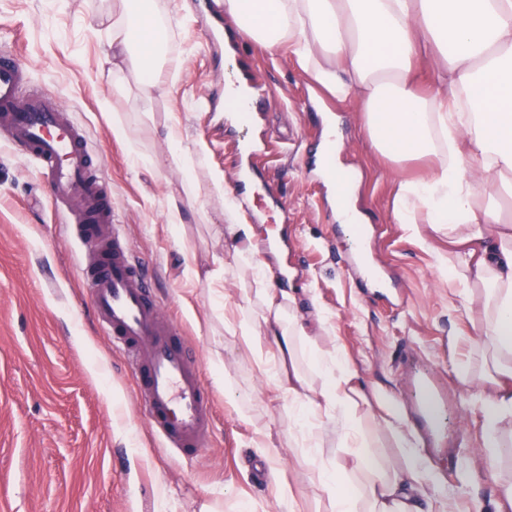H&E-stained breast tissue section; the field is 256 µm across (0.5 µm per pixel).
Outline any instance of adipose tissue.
<instances>
[{
	"label": "adipose tissue",
	"mask_w": 512,
	"mask_h": 512,
	"mask_svg": "<svg viewBox=\"0 0 512 512\" xmlns=\"http://www.w3.org/2000/svg\"><path fill=\"white\" fill-rule=\"evenodd\" d=\"M223 7L245 41L271 54L287 49L322 94L355 102L363 137L395 175L393 220L432 251L443 280L477 313L483 365L458 364L456 376L482 412L481 446L497 461L512 438L504 426L512 418V0H224ZM170 20L159 0L112 2V86L136 85L147 114L180 65L170 54ZM164 135L167 164L182 176L166 219L180 224L198 197L205 147L187 144L173 115ZM238 211L235 196L225 195L224 239L245 305L224 331L296 413L284 437L264 427L252 437L272 465L281 512L296 505L293 483L275 466L284 442L316 476L325 512H422L435 474L402 403L327 346L322 314L306 318L295 293L274 286ZM443 236L444 251L435 245ZM225 259L215 258L210 283L223 280ZM385 442L400 449L401 462L380 455ZM329 443L339 456L325 457Z\"/></svg>",
	"instance_id": "adipose-tissue-1"
}]
</instances>
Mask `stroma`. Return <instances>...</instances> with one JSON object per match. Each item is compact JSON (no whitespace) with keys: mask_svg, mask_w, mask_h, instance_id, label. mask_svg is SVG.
Wrapping results in <instances>:
<instances>
[{"mask_svg":"<svg viewBox=\"0 0 512 512\" xmlns=\"http://www.w3.org/2000/svg\"><path fill=\"white\" fill-rule=\"evenodd\" d=\"M112 0H0V48L14 52L34 82L61 92L71 117L100 148L112 206L136 257L145 264L165 313L181 327L215 399L213 428L194 462L164 448L150 429L131 372L90 318L77 264L80 229L58 221L36 165L0 143V512H278L271 476L252 469L260 449L255 427L287 432V398H275L265 378L240 359L224 334L225 303H241L240 280L222 287L206 280L223 255V193L211 171L235 181V141L262 136L274 146L265 160L266 185L244 202L259 256L292 273L299 308L330 315L336 337L360 374L393 391L405 406L416 375L438 373L447 392L444 443L424 446L441 488V502L459 508L490 502L494 478L475 433L479 410L455 366L477 340L471 314L443 282L431 253L394 223L390 173L355 128L356 106L325 97L285 53L269 55L239 43L235 57L206 34L199 11L176 13L172 51L185 62L156 93L152 119H142L136 95L112 87L106 56ZM268 90L256 123L230 129L224 103L228 72ZM343 122V160L362 175L359 205L369 216L373 259L393 278L377 295L345 266L352 243L324 199L325 185L308 162L321 144L320 112ZM180 117L188 142L205 144L198 205L207 223L186 209L167 224L163 201L179 193L180 175L165 164L163 126ZM125 118L150 166L133 165L127 144L112 134ZM275 191L285 210L270 207ZM235 382L226 392L216 377ZM251 412L254 421L242 420ZM279 462L295 488L300 512H323L316 481L291 448Z\"/></svg>","mask_w":512,"mask_h":512,"instance_id":"obj_1","label":"stroma"}]
</instances>
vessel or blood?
I'll return each mask as SVG.
<instances>
[{"mask_svg":"<svg viewBox=\"0 0 512 512\" xmlns=\"http://www.w3.org/2000/svg\"><path fill=\"white\" fill-rule=\"evenodd\" d=\"M0 140L37 165L63 223L81 225L93 262L80 266L79 274L94 317L134 373L153 432L182 458H195L212 426V398L200 365L151 292L112 209L107 180L84 129L57 96L31 84L26 67L4 51ZM99 224L111 225V242L99 241ZM421 387L426 412L441 413L446 403L434 381L424 378Z\"/></svg>","mask_w":512,"mask_h":512,"instance_id":"b4317fda","label":"vessel or blood"}]
</instances>
